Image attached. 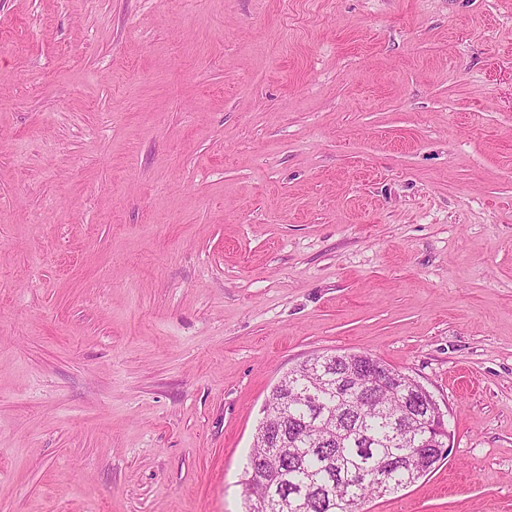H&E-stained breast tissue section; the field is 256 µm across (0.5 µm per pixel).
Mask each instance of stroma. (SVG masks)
Wrapping results in <instances>:
<instances>
[{
    "mask_svg": "<svg viewBox=\"0 0 512 512\" xmlns=\"http://www.w3.org/2000/svg\"><path fill=\"white\" fill-rule=\"evenodd\" d=\"M335 351L448 409L368 512H512V0H0V512H247Z\"/></svg>",
    "mask_w": 512,
    "mask_h": 512,
    "instance_id": "1",
    "label": "stroma"
}]
</instances>
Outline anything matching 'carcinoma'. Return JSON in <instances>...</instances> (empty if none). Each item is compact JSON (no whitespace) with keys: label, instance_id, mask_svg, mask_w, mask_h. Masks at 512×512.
I'll use <instances>...</instances> for the list:
<instances>
[{"label":"carcinoma","instance_id":"carcinoma-1","mask_svg":"<svg viewBox=\"0 0 512 512\" xmlns=\"http://www.w3.org/2000/svg\"><path fill=\"white\" fill-rule=\"evenodd\" d=\"M310 380L296 368L282 376L269 398L244 466L246 497L258 512H363L381 496L364 479L391 473L394 494L431 473L447 458L432 449V423L417 411L404 419L411 439L395 440L381 412L402 414L403 398L375 399L352 407L339 394L303 395Z\"/></svg>","mask_w":512,"mask_h":512}]
</instances>
